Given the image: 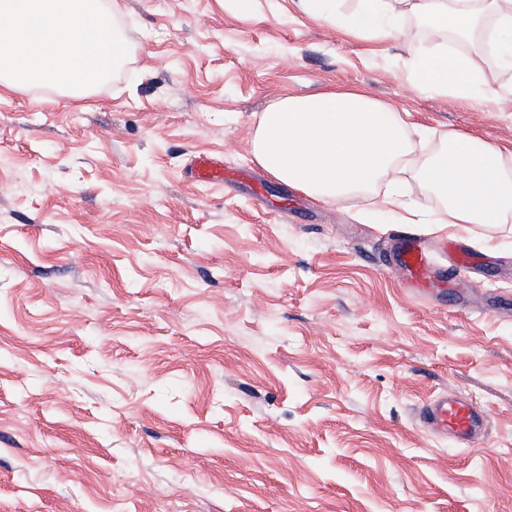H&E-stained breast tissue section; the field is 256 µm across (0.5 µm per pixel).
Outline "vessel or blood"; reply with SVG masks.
<instances>
[{"mask_svg":"<svg viewBox=\"0 0 512 512\" xmlns=\"http://www.w3.org/2000/svg\"><path fill=\"white\" fill-rule=\"evenodd\" d=\"M191 174L195 181L211 185H221L233 179L223 162L203 155L193 160ZM439 248L447 253L454 270L468 269L473 263L469 249L453 240L441 241ZM395 269L415 294L446 297L447 278L436 275L427 246L414 236L401 239ZM423 422L432 434L452 438L460 446L471 445L485 430L482 412L468 399L457 395L431 399L424 408Z\"/></svg>","mask_w":512,"mask_h":512,"instance_id":"1","label":"vessel or blood"}]
</instances>
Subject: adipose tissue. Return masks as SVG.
<instances>
[{
	"mask_svg": "<svg viewBox=\"0 0 512 512\" xmlns=\"http://www.w3.org/2000/svg\"><path fill=\"white\" fill-rule=\"evenodd\" d=\"M409 13L451 30L461 50H411L405 79L421 92L477 97L481 75L467 46L483 32L492 55L512 64V0H405ZM355 23L401 40L405 32L384 0H361ZM444 149L413 156L400 113L365 91L328 86L284 97L261 113L251 150L275 180L324 203L382 193L387 215L399 224H506L512 222V170L504 150L477 137L444 134ZM443 194L435 212L410 207L414 187Z\"/></svg>",
	"mask_w": 512,
	"mask_h": 512,
	"instance_id": "ef3b65f1",
	"label": "adipose tissue"
}]
</instances>
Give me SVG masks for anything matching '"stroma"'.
Instances as JSON below:
<instances>
[{
  "mask_svg": "<svg viewBox=\"0 0 512 512\" xmlns=\"http://www.w3.org/2000/svg\"><path fill=\"white\" fill-rule=\"evenodd\" d=\"M132 53L82 98L0 94V512H512V223L395 224L251 155L284 96L360 87L418 154L454 130L512 152L494 99L418 92L405 44L298 0H125ZM200 154L248 169L197 184ZM487 256L455 306L389 269L403 234ZM472 400L474 446L428 434ZM425 427L434 435L450 436L459 446L474 443L484 433L482 412L468 399L457 395H441L425 404Z\"/></svg>",
  "mask_w": 512,
  "mask_h": 512,
  "instance_id": "35a3bbf8",
  "label": "stroma"
}]
</instances>
